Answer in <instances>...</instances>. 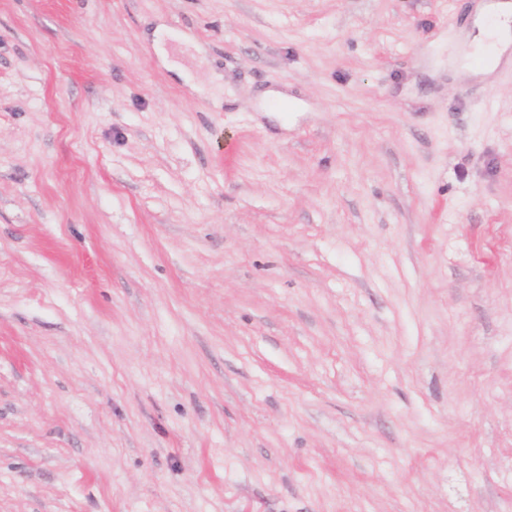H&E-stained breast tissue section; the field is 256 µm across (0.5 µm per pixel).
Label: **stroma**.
I'll return each mask as SVG.
<instances>
[{"instance_id": "35a3bbf8", "label": "stroma", "mask_w": 512, "mask_h": 512, "mask_svg": "<svg viewBox=\"0 0 512 512\" xmlns=\"http://www.w3.org/2000/svg\"><path fill=\"white\" fill-rule=\"evenodd\" d=\"M479 2L0 0V512H512Z\"/></svg>"}]
</instances>
